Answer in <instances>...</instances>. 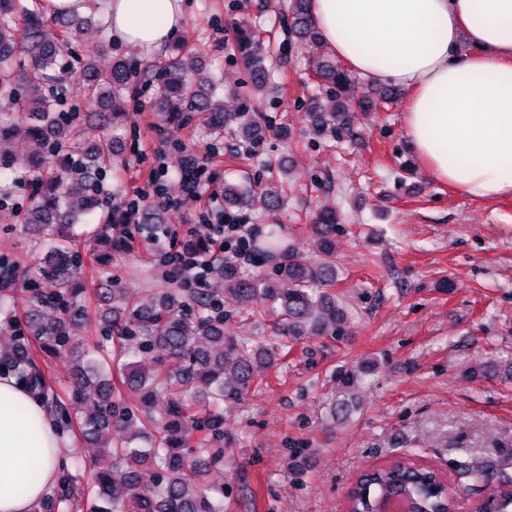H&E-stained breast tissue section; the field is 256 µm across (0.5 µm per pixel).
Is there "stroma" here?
Listing matches in <instances>:
<instances>
[{"mask_svg":"<svg viewBox=\"0 0 512 512\" xmlns=\"http://www.w3.org/2000/svg\"><path fill=\"white\" fill-rule=\"evenodd\" d=\"M288 3L184 0L175 37L201 51L203 69L224 87L227 110L238 107L249 84L247 70L226 51L231 22L244 19L270 32L264 48L286 79L254 104L263 134L249 143L229 132L212 141L197 120L170 129L152 107L153 86L134 84L116 200L167 196L173 203L161 225H116L115 234H133V250L112 249L82 274L127 288L135 299L172 289L161 263L163 231L199 221V201L179 191L183 159L205 160L216 187L226 179L256 180L269 162L286 160L285 210L237 216L256 235L282 225L288 240L310 253L317 210L340 211L335 292L348 309L347 334L293 341L241 405L225 408L224 462L205 473L204 483L223 486V512H344L358 473L397 456L451 479L460 465H491L481 490L458 489V512H471L512 480V380L497 374L512 365V197L476 200L438 182L413 151L400 99L372 97L369 107L352 109L349 130L316 137L304 119L307 61L288 35ZM104 24V12H97L75 54L106 37L110 57L152 58V51L113 39ZM32 192L25 184L0 202V261L26 272L30 288L47 276L40 251L15 221ZM444 279L450 291L440 289ZM33 355L50 387L68 393L71 353L37 348ZM372 361L373 374L355 389L343 386V371ZM64 436V470L76 494L86 495L94 479L84 465L89 450L78 425Z\"/></svg>","mask_w":512,"mask_h":512,"instance_id":"1","label":"stroma"}]
</instances>
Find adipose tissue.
I'll return each mask as SVG.
<instances>
[{
    "label": "adipose tissue",
    "instance_id": "obj_1",
    "mask_svg": "<svg viewBox=\"0 0 512 512\" xmlns=\"http://www.w3.org/2000/svg\"><path fill=\"white\" fill-rule=\"evenodd\" d=\"M310 10L352 71L404 89L406 134L439 182L479 200L512 195V0H311ZM108 18L115 36L155 49L181 27L183 0H110ZM60 444L45 406L0 376V512H30L47 493Z\"/></svg>",
    "mask_w": 512,
    "mask_h": 512
}]
</instances>
